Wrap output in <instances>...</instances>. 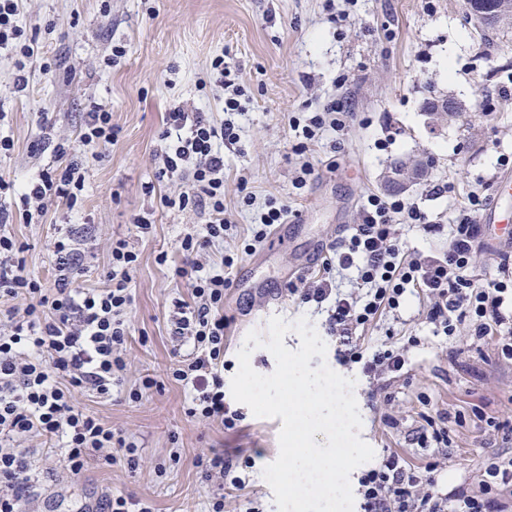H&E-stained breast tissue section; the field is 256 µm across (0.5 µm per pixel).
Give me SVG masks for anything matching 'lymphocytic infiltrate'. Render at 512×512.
<instances>
[{
	"label": "lymphocytic infiltrate",
	"instance_id": "f902f5d3",
	"mask_svg": "<svg viewBox=\"0 0 512 512\" xmlns=\"http://www.w3.org/2000/svg\"><path fill=\"white\" fill-rule=\"evenodd\" d=\"M210 69L224 93L223 119L180 106L167 112L160 135L162 165L154 178L180 182L181 192L165 198V205L191 210L201 220L199 230L186 234L178 247L181 263L174 274L186 281L191 298L176 301L171 334L191 350L171 377L189 396V416L233 430L243 419L224 400V295L233 285L234 259L224 255L210 263L206 256L233 229L224 209V147L239 140L235 117L248 91L223 57L213 58ZM343 112V105L332 104L294 119L292 126L312 141L327 131L343 132ZM84 183L83 166L75 161L42 172L21 195L24 219L43 216L52 201L75 206ZM480 204L479 195L471 194L459 222L450 227L446 249L421 255L400 241L396 222L421 225L428 233L439 232V225L406 198L369 195L359 223L323 248L317 276L288 285L301 303L326 307V332L336 341L337 362L360 365L384 400L392 398L388 376L402 372L407 358L391 346L367 350L360 332L412 293L426 298L425 319L435 335L451 337L468 324L477 338L496 335L499 359L512 361V264L501 263L498 276L484 282L470 274L475 247L485 235L475 221ZM80 245L79 235L61 225L50 247L58 277L48 286L28 272L26 243L0 233V297L8 302V325L0 330V512H22L35 494L33 451L21 444L30 435L57 442L65 468L75 475L93 456L109 464L120 454L129 466L138 463L137 443L81 406L76 396H111L122 380L126 315L139 255L126 240L113 241L106 286L82 288L77 284L84 271ZM350 269L357 289L345 292L336 274ZM195 465L204 480L216 477L225 489L239 490L251 461L214 451L198 456ZM439 467L434 460L415 466L398 453L384 454L359 479L362 512H512L504 496L512 487V458L492 455L478 491L460 490L448 499L433 491Z\"/></svg>",
	"mask_w": 512,
	"mask_h": 512
}]
</instances>
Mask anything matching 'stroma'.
I'll return each mask as SVG.
<instances>
[{
	"label": "stroma",
	"instance_id": "1",
	"mask_svg": "<svg viewBox=\"0 0 512 512\" xmlns=\"http://www.w3.org/2000/svg\"><path fill=\"white\" fill-rule=\"evenodd\" d=\"M19 23L34 53L21 71L14 50L0 49V137L13 142L0 156V183L18 187L58 167L52 150L37 147L42 117L51 119L58 138L73 139L97 102L111 112L119 133L101 159L88 163L74 208L49 205L39 224L17 213L0 229L28 243L27 270L47 284L55 279L49 245L66 220L86 240L80 287L105 285L113 239L127 240L139 254L124 381L111 398H79L137 442L139 465L105 466L93 458L74 475L45 448L33 462L38 497L24 512H87L109 493L149 500L155 512H206L218 493L224 512H245L253 501L277 512L263 470L279 454L281 418L249 413L233 431L199 422L186 413L181 385L167 377L173 363L167 318L175 300L191 298L172 267L181 260L180 239L199 219L164 207L162 197L176 196L178 185L153 180L165 114L181 105L223 119L224 97L210 76L211 60L223 55L239 69L250 97L236 119L238 143L224 148V207L237 226L224 251L236 254L250 239L254 210L268 198L288 202L301 222L284 241L256 244L233 269L236 283L224 298L226 358L233 363L248 332H266L272 317H304L324 332L326 312L298 303L288 283L316 247L358 223L364 196L410 199L443 225L454 223L473 191L492 204L497 180L512 172V25L487 33L467 0H335L331 8L326 0H22ZM119 43L128 53L108 65ZM20 73L27 78L22 88ZM446 98L460 112L431 120L428 102ZM334 100L350 112L344 134L324 133L297 156L291 118ZM305 159L317 174L298 189L293 177ZM420 159L427 164L423 179L389 185L395 166ZM149 182L155 185L150 193ZM448 182L450 192L429 194V186ZM247 195L253 206H243ZM140 215L153 223L149 236L134 225ZM365 336L373 345L400 346L411 336L419 343L408 352L406 374L393 380L396 396L388 402L370 404L369 379L359 368L340 369L356 381L361 439L375 453L388 448L420 466L437 454L414 440L426 405L462 415L450 425L435 491L443 495L459 485L476 491L488 456L512 457V439L485 422L490 416L512 423V363L498 358L495 338L473 339L464 325L456 336L434 335L415 297L383 314ZM147 376L162 380V387L131 400L130 391ZM476 407L483 418L473 416ZM383 414L396 427L384 426ZM214 449L252 459L244 489L226 494L219 480L203 481L195 460Z\"/></svg>",
	"mask_w": 512,
	"mask_h": 512
}]
</instances>
